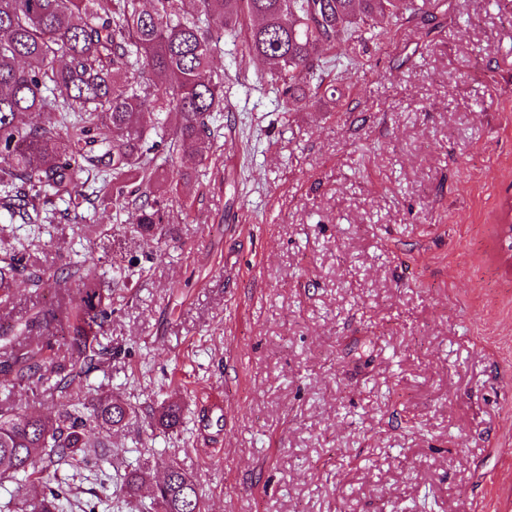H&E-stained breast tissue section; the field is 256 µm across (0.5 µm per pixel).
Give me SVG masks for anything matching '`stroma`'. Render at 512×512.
Returning <instances> with one entry per match:
<instances>
[{
  "instance_id": "1",
  "label": "stroma",
  "mask_w": 512,
  "mask_h": 512,
  "mask_svg": "<svg viewBox=\"0 0 512 512\" xmlns=\"http://www.w3.org/2000/svg\"><path fill=\"white\" fill-rule=\"evenodd\" d=\"M335 94L285 111L268 66L225 40L231 116L185 173L162 240L127 209L53 224L41 257L137 260L97 373L136 407L112 454L197 484L204 512H512V0H444L351 42ZM52 417L66 398L0 377ZM180 425L151 433L156 402ZM71 499L142 512L111 463Z\"/></svg>"
}]
</instances>
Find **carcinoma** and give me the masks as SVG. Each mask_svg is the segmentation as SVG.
Returning a JSON list of instances; mask_svg holds the SVG:
<instances>
[{
  "label": "carcinoma",
  "mask_w": 512,
  "mask_h": 512,
  "mask_svg": "<svg viewBox=\"0 0 512 512\" xmlns=\"http://www.w3.org/2000/svg\"><path fill=\"white\" fill-rule=\"evenodd\" d=\"M0 0V209L38 224L79 214L93 200L78 175L102 178L101 205H135L133 232L162 235L167 179L160 169L177 148L200 162L215 155L224 112V78L212 68L224 34L243 37L245 53L270 64L284 110L324 85L323 51L363 39L378 19L437 18L442 0ZM158 109L162 122L145 120ZM63 209H58V204ZM78 282L75 296L14 319L21 281L36 293ZM118 312L86 261L47 266L34 241L0 250V374L21 388L50 380L68 398L54 418L16 411L0 399V483L21 481V512H60L64 486L49 467L85 468L106 434L135 410L105 390L90 399L91 376L116 351L99 336ZM182 408L160 404L153 427L176 428ZM151 480L125 470L130 495ZM201 495L168 466L155 483L156 512H201Z\"/></svg>",
  "instance_id": "cac0c4a2"
}]
</instances>
